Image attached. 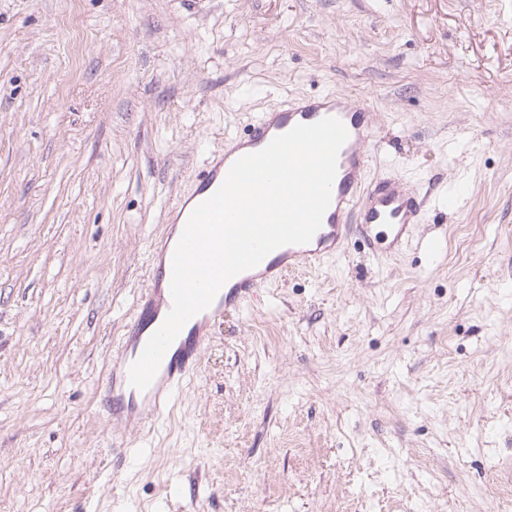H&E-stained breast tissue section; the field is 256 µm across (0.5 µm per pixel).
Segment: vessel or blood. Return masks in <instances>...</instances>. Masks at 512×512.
Listing matches in <instances>:
<instances>
[{"label":"vessel or blood","mask_w":512,"mask_h":512,"mask_svg":"<svg viewBox=\"0 0 512 512\" xmlns=\"http://www.w3.org/2000/svg\"><path fill=\"white\" fill-rule=\"evenodd\" d=\"M326 117L340 119L348 139L338 155L331 203L320 229L309 243L280 247L257 267L226 282L211 306L183 326L149 387L140 390L132 386L130 366L171 309L173 252L194 208L218 190L239 157L262 150L296 125L313 124ZM376 142L369 107L340 93L291 99L278 109L259 113L244 133L226 138L223 152L196 171L189 193L175 199L170 207L172 223L152 245L149 285L99 385L112 405L113 421L141 432L152 430L184 379L197 370L212 328L226 314L242 311L259 289L279 283L288 272L315 268L340 255L349 236L359 235L376 257L396 255L408 248L415 227L426 220L428 198L398 174L368 177Z\"/></svg>","instance_id":"obj_1"}]
</instances>
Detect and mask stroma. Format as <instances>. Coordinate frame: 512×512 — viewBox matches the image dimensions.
I'll return each instance as SVG.
<instances>
[{"mask_svg":"<svg viewBox=\"0 0 512 512\" xmlns=\"http://www.w3.org/2000/svg\"><path fill=\"white\" fill-rule=\"evenodd\" d=\"M0 0V512H496L512 489V0ZM345 93L455 194L289 273L149 433L97 388L197 168ZM128 447H121V439Z\"/></svg>","mask_w":512,"mask_h":512,"instance_id":"obj_1","label":"stroma"}]
</instances>
